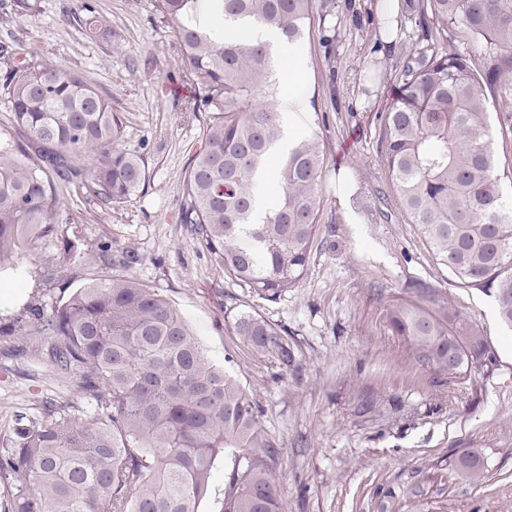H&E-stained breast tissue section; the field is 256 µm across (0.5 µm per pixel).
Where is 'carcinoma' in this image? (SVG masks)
I'll return each instance as SVG.
<instances>
[{"instance_id":"carcinoma-1","label":"carcinoma","mask_w":512,"mask_h":512,"mask_svg":"<svg viewBox=\"0 0 512 512\" xmlns=\"http://www.w3.org/2000/svg\"><path fill=\"white\" fill-rule=\"evenodd\" d=\"M408 20L435 41L407 55L381 115V163L402 211L433 259L459 284L494 297L512 328V165L499 168L490 103L507 108L512 133V0H406ZM312 0H157L194 89L188 111L206 114L179 201L224 275L275 301L298 287L319 232L326 157L315 132L298 138L275 168L269 211L254 217L257 170L283 134L270 44L224 29L254 21L281 41L301 37ZM85 36L108 45L120 35L82 5ZM472 52L448 50L456 38ZM9 127L0 130V273L27 274L17 256L48 247L41 267L62 281L85 240L84 225L59 223L66 183L119 205L146 182L143 155L123 140L120 113L58 61L21 62L3 82ZM388 309L393 335L427 368L463 378L495 362L480 326L438 288L408 286ZM242 343L277 367L295 366L288 333L258 314L234 317ZM45 336L52 365L72 378L87 407L34 402L0 436V512H199L213 469L224 465L218 512H285L278 440L262 408L226 368L207 357L188 323L159 289L108 274L48 306L34 304L0 325V337ZM457 470L478 481L477 450Z\"/></svg>"}]
</instances>
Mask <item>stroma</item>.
<instances>
[{
	"label": "stroma",
	"mask_w": 512,
	"mask_h": 512,
	"mask_svg": "<svg viewBox=\"0 0 512 512\" xmlns=\"http://www.w3.org/2000/svg\"><path fill=\"white\" fill-rule=\"evenodd\" d=\"M91 2L121 35L119 52L85 38L75 0H35L26 16L16 0H0V44L14 50L0 57V79L18 62L41 58L80 72L121 113L127 146L145 157L146 184L112 207L61 187L60 221L84 224L86 235L69 285L41 277L51 257L43 252L27 261L18 298L0 296V320L99 275L97 245L111 241L114 257L139 255L130 275L159 288L214 364L230 365L259 400L282 446L277 473L287 512H512V332L499 323L492 297L433 262L380 161L389 79L410 49L425 47L421 29L399 17L387 45L379 0H313L300 41L308 77L277 106L303 103V128L318 134L326 153L321 232L298 287L270 302L226 277L201 237L177 220L202 122L174 92L187 84L180 48L154 0ZM342 172L356 187L346 208L336 199ZM417 280L441 289L483 328L495 366L451 380L412 360L386 314ZM242 311L287 331L295 367L281 370L243 345L232 329ZM37 343L39 352L21 353L0 342V434L15 412L69 386L44 353L46 337ZM473 449L483 459L478 482L455 468Z\"/></svg>",
	"instance_id": "1"
}]
</instances>
